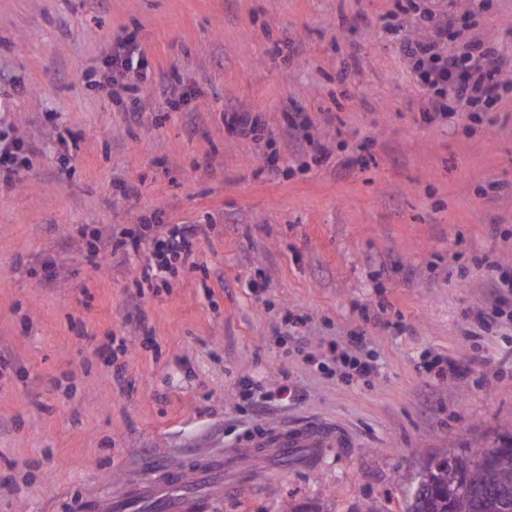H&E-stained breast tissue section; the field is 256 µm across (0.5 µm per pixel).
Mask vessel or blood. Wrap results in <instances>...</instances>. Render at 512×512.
Instances as JSON below:
<instances>
[{
    "instance_id": "vessel-or-blood-1",
    "label": "vessel or blood",
    "mask_w": 512,
    "mask_h": 512,
    "mask_svg": "<svg viewBox=\"0 0 512 512\" xmlns=\"http://www.w3.org/2000/svg\"><path fill=\"white\" fill-rule=\"evenodd\" d=\"M350 434L338 424L323 422L295 426H280L269 429L261 438L252 440L240 448L237 461H244L256 449L262 448L286 456L297 449H307L309 457H316L322 449L339 451L351 447ZM195 470L204 480L223 485L225 494H234L237 485L224 476V459L212 456L197 461ZM171 480L150 479L125 489L122 499L126 502H148L157 506L159 512H204L203 501L191 493L174 497L170 494Z\"/></svg>"
}]
</instances>
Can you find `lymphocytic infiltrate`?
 Returning a JSON list of instances; mask_svg holds the SVG:
<instances>
[{
  "label": "lymphocytic infiltrate",
  "mask_w": 512,
  "mask_h": 512,
  "mask_svg": "<svg viewBox=\"0 0 512 512\" xmlns=\"http://www.w3.org/2000/svg\"><path fill=\"white\" fill-rule=\"evenodd\" d=\"M461 29L451 22H432L427 35L409 39L404 54L411 62L419 84L431 91L425 121H447L448 104L456 102L473 107L475 103L495 104L505 86L503 77L512 72V57L492 50L483 43L469 42L464 53L449 52L448 44L461 37ZM119 52L107 62L111 71L126 79L133 97L126 107L130 121L140 118L139 96L155 86L156 76L135 34L119 39ZM211 231L207 224H140L116 227L106 239L93 244L94 252H106L117 264L125 265L138 245H147L149 258L140 270L142 280L165 277L174 265L195 266L199 238Z\"/></svg>",
  "instance_id": "lymphocytic-infiltrate-1"
}]
</instances>
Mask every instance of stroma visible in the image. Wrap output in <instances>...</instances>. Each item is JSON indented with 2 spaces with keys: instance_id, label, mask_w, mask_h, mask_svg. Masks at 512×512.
<instances>
[{
  "instance_id": "1",
  "label": "stroma",
  "mask_w": 512,
  "mask_h": 512,
  "mask_svg": "<svg viewBox=\"0 0 512 512\" xmlns=\"http://www.w3.org/2000/svg\"><path fill=\"white\" fill-rule=\"evenodd\" d=\"M395 6L0 0V131L39 147L0 181V512H74L312 420L354 448L257 457L264 482L202 489L206 512H404L397 473L512 435V295L478 267L512 273V86L475 134L429 123L402 51L432 14L512 52V0ZM127 29L173 86L134 124L89 75ZM138 224L215 230L196 267L142 289L86 258L92 232ZM357 341L377 369L350 378ZM446 356L465 374L439 373ZM227 120L228 127L238 136L245 139H255L258 119L251 112H230Z\"/></svg>"
}]
</instances>
